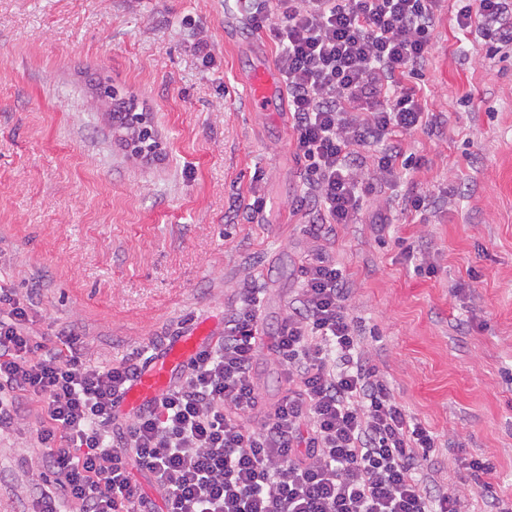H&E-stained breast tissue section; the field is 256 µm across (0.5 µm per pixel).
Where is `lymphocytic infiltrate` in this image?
<instances>
[{
  "label": "lymphocytic infiltrate",
  "instance_id": "obj_1",
  "mask_svg": "<svg viewBox=\"0 0 512 512\" xmlns=\"http://www.w3.org/2000/svg\"><path fill=\"white\" fill-rule=\"evenodd\" d=\"M455 2L456 30L493 54L512 47V0ZM444 3L247 0L249 26L278 47L315 236L359 223L377 188L409 169L391 138L434 120L418 81ZM349 284L314 250L272 331L259 289H241L223 335L127 415L118 401L142 354L96 365L74 333L47 347L29 316L34 289L0 287V436L31 425L43 449L22 512H144L143 476L157 512H469L466 496L428 487L435 440L374 364ZM263 351L286 384L267 409L254 378Z\"/></svg>",
  "mask_w": 512,
  "mask_h": 512
}]
</instances>
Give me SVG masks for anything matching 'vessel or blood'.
Wrapping results in <instances>:
<instances>
[{"instance_id": "1", "label": "vessel or blood", "mask_w": 512, "mask_h": 512, "mask_svg": "<svg viewBox=\"0 0 512 512\" xmlns=\"http://www.w3.org/2000/svg\"><path fill=\"white\" fill-rule=\"evenodd\" d=\"M251 107L264 109L269 103L282 100L284 88L272 64L261 63L244 86ZM216 331L205 320L196 322L158 347L147 366L122 393L119 407L137 410L173 387L177 376L197 354L208 347Z\"/></svg>"}]
</instances>
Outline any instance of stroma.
I'll use <instances>...</instances> for the list:
<instances>
[{"mask_svg": "<svg viewBox=\"0 0 512 512\" xmlns=\"http://www.w3.org/2000/svg\"><path fill=\"white\" fill-rule=\"evenodd\" d=\"M242 14L239 0H0V285L37 290L42 335L75 330L88 358L117 363L187 322L223 324L248 281L264 328L286 316L313 245L304 164L290 117L243 96L276 46ZM433 42L422 83L441 122L397 138L417 168L382 188L389 209L321 246L352 282L351 315L380 332V373L437 437L431 479L490 512L463 463L493 462L512 501V51L458 40L446 10ZM105 76L143 110L161 162L127 144L94 90ZM257 173L266 208L251 216ZM416 192L438 199L429 223L406 205ZM405 242L435 250L436 274ZM35 454L28 431L0 439V512H18Z\"/></svg>", "mask_w": 512, "mask_h": 512, "instance_id": "1", "label": "stroma"}]
</instances>
